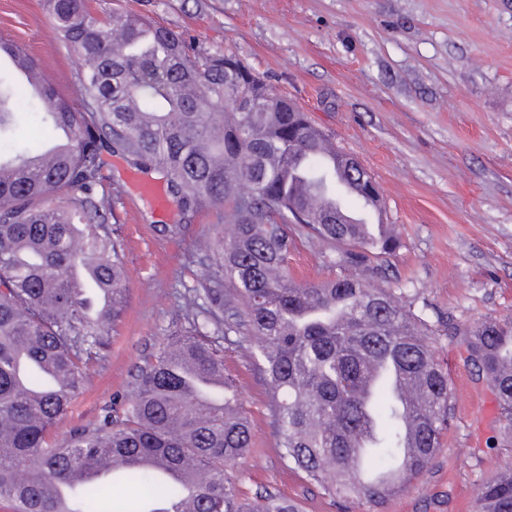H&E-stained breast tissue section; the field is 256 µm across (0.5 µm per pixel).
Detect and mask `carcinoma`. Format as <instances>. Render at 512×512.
<instances>
[{
	"instance_id": "carcinoma-1",
	"label": "carcinoma",
	"mask_w": 512,
	"mask_h": 512,
	"mask_svg": "<svg viewBox=\"0 0 512 512\" xmlns=\"http://www.w3.org/2000/svg\"><path fill=\"white\" fill-rule=\"evenodd\" d=\"M62 42L81 59V110L39 77L20 46L0 41L12 72L0 74V498L18 512H65L59 487L79 472L109 468L145 490L132 512L155 500L187 512H300L272 494L239 499L224 470L252 445L253 426L224 345L246 350L268 388L267 410L280 456L330 496L376 507L427 470L451 419L448 370L435 357L434 330L400 307L390 288L356 274L299 283L288 256L302 236L357 269L391 256L388 225L368 233L338 224L304 195L336 192V170L361 203L365 180L331 168L343 161L307 112L285 111L262 78L236 55L202 54L183 36L92 0H47ZM35 104L41 134L12 138ZM69 141L53 152L63 129ZM166 178L186 219L217 215V233L195 257L206 277L186 298L182 319L136 367L122 413L54 444L48 436L80 392L82 368L104 357L125 307V255L110 224L118 194L104 184L103 152ZM250 204L240 203L242 186ZM84 275L79 283L74 275ZM462 344L492 387L512 427V319L486 320ZM390 365L416 386L399 408L382 377L365 412L363 384ZM374 443L360 444L367 423ZM414 451L403 452L407 429ZM389 485L361 481L355 457ZM182 471L163 482L151 464ZM110 482L77 484L72 512H100ZM475 512H512V468L484 483Z\"/></svg>"
}]
</instances>
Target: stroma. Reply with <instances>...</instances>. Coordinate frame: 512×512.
I'll return each instance as SVG.
<instances>
[{
    "label": "stroma",
    "instance_id": "stroma-1",
    "mask_svg": "<svg viewBox=\"0 0 512 512\" xmlns=\"http://www.w3.org/2000/svg\"><path fill=\"white\" fill-rule=\"evenodd\" d=\"M180 32L199 51L232 53L309 112L379 186L384 221L398 240L381 258L400 306L438 330L448 365L453 422L436 460L383 512H462L479 486L512 465V432L487 382L445 324L467 329L512 317V0H120ZM0 38L27 50L43 77L78 97V55L59 39L44 0H0ZM104 175L121 192L116 213L126 256L128 304L103 360L52 429L63 440L119 406L131 374L181 312L204 271L193 242L212 233L214 214L181 221L178 204L159 213L136 189L133 169L110 156ZM296 280L343 276L315 239L288 259ZM253 446L229 469L242 498L273 493L302 512H366L340 504L288 468L269 424L267 387L247 352L227 349Z\"/></svg>",
    "mask_w": 512,
    "mask_h": 512
}]
</instances>
